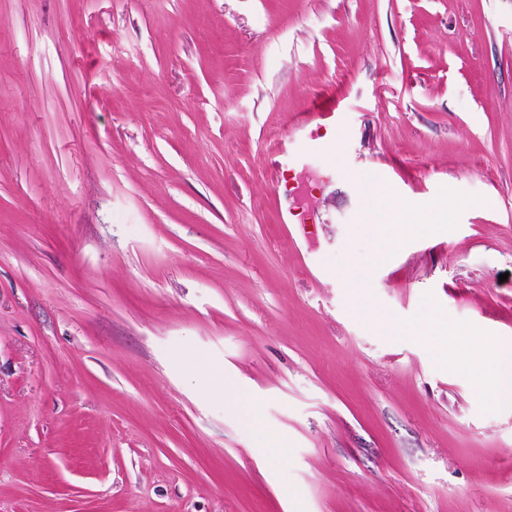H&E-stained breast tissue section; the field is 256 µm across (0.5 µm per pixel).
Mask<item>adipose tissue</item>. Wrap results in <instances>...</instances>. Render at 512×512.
<instances>
[{"label":"adipose tissue","instance_id":"obj_1","mask_svg":"<svg viewBox=\"0 0 512 512\" xmlns=\"http://www.w3.org/2000/svg\"><path fill=\"white\" fill-rule=\"evenodd\" d=\"M456 204L452 197L435 200L422 212H413L391 192L380 193L369 208L364 223L377 229L375 247L366 261L367 266L381 264L419 225L431 219L451 220ZM381 328L394 336H411L431 348L449 368L470 371L475 375L479 391L495 406L512 405V351L494 344L490 355L478 354L470 346V328L452 325L443 320L434 308H427L416 326L381 321Z\"/></svg>","mask_w":512,"mask_h":512}]
</instances>
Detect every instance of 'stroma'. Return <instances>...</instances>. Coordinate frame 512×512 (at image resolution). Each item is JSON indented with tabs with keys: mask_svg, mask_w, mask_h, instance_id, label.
I'll return each mask as SVG.
<instances>
[{
	"mask_svg": "<svg viewBox=\"0 0 512 512\" xmlns=\"http://www.w3.org/2000/svg\"><path fill=\"white\" fill-rule=\"evenodd\" d=\"M368 182L460 207L345 288ZM430 305L512 344V0H0V512H512ZM336 114V101L314 106L308 112L298 114L291 133L311 142L338 140L342 134L337 128ZM297 162L296 158L289 159L288 162H278L275 164V178L273 183L274 192L278 195L286 196L293 190L292 171ZM224 406L227 408V410H231L240 415L245 413L249 417V419L253 425L252 426L253 431L258 436L262 437V442H263L264 447H266V448L274 447L271 439H269V437L266 436L264 434L263 430L260 428L259 415H258L259 406L256 401L244 402L240 397L239 398H230V399L224 400Z\"/></svg>",
	"mask_w": 512,
	"mask_h": 512,
	"instance_id": "1",
	"label": "stroma"
}]
</instances>
